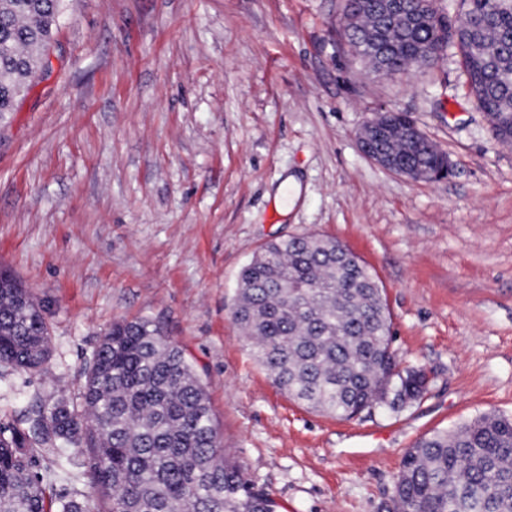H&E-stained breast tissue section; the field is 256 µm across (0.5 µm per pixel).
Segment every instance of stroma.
Masks as SVG:
<instances>
[{"instance_id": "35a3bbf8", "label": "stroma", "mask_w": 512, "mask_h": 512, "mask_svg": "<svg viewBox=\"0 0 512 512\" xmlns=\"http://www.w3.org/2000/svg\"><path fill=\"white\" fill-rule=\"evenodd\" d=\"M341 0H64L49 67L0 121V267L44 308L52 354L0 374V422L79 404L119 320L159 324L193 365L224 446L277 512H390L405 452L486 413L512 418V147L460 57L374 74ZM404 112L452 173L415 182L361 154ZM335 238L384 289L416 402L349 419L279 390L234 324L267 242Z\"/></svg>"}]
</instances>
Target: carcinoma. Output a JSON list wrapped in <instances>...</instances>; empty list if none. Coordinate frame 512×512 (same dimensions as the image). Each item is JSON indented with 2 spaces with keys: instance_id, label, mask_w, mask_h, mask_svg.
I'll return each instance as SVG.
<instances>
[{
  "instance_id": "cac0c4a2",
  "label": "carcinoma",
  "mask_w": 512,
  "mask_h": 512,
  "mask_svg": "<svg viewBox=\"0 0 512 512\" xmlns=\"http://www.w3.org/2000/svg\"><path fill=\"white\" fill-rule=\"evenodd\" d=\"M355 51L399 74L431 66L444 44L461 55L469 88L495 139L512 145V0H460L456 35L438 0H402L388 19L382 63L370 43L382 0H369ZM62 0H0V119L27 91L52 41ZM376 143L405 168L436 173L448 155L407 136L390 117ZM233 321L275 386L338 418L418 400L422 371L398 369L391 321L374 274L334 238L293 236L266 244L243 268ZM51 337L42 307L0 270V368L36 370ZM81 409L37 398L0 423V512H276L224 450L205 387L183 351L153 322H114L87 361ZM71 452L41 471L39 455ZM64 481L65 494H47ZM394 512H512V419L483 415L421 439L404 455Z\"/></svg>"
}]
</instances>
